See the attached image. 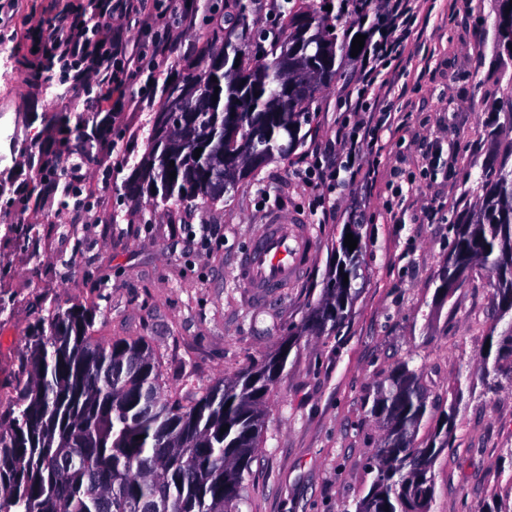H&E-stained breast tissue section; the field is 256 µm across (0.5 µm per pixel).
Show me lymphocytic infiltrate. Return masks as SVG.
<instances>
[{
    "label": "lymphocytic infiltrate",
    "mask_w": 512,
    "mask_h": 512,
    "mask_svg": "<svg viewBox=\"0 0 512 512\" xmlns=\"http://www.w3.org/2000/svg\"><path fill=\"white\" fill-rule=\"evenodd\" d=\"M148 0H86L72 19L48 24L43 44L61 72L72 77L79 88L104 98L121 91L127 81L142 78L152 86L155 71L166 61L165 40L151 45L150 68L140 65L137 53H126L100 26H89L92 16L125 20L146 11ZM339 13L365 14L369 21L359 65L338 109L356 114L351 124H342L333 144L304 155L295 173L311 184H323L331 193L343 194L354 185L360 160L367 145L378 142V133L391 120V106L382 104L381 94L391 91L396 66L405 58L406 48L419 24L417 0H341Z\"/></svg>",
    "instance_id": "obj_1"
}]
</instances>
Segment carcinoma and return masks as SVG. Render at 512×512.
Listing matches in <instances>:
<instances>
[{
  "instance_id": "carcinoma-1",
  "label": "carcinoma",
  "mask_w": 512,
  "mask_h": 512,
  "mask_svg": "<svg viewBox=\"0 0 512 512\" xmlns=\"http://www.w3.org/2000/svg\"><path fill=\"white\" fill-rule=\"evenodd\" d=\"M282 9V33L261 56H246L216 27L204 56L167 86L147 152L127 180L134 201L148 195L213 204L303 143L301 129L336 80L343 45L331 17L300 0H284ZM494 27L499 47L512 56V0H497ZM285 64L294 81L286 93ZM103 136L90 119H79L64 150L41 149L43 166L65 182L61 203L77 199L68 168L94 162ZM257 151L264 160L248 165ZM479 180L477 208L451 225L452 246L436 280L456 288L470 266L494 278V325L502 331L481 366L487 389L497 392L512 387V141ZM345 232L357 247L339 242L321 298L278 349L220 383L192 386L189 400L163 389L158 358L143 338L92 335L91 308H57L38 318L19 396L0 415V512H241L245 474L292 340L329 336L349 317L365 244L358 225ZM460 398L458 391L440 409L409 362L391 368L371 407L384 438L356 512H433L434 468L452 448Z\"/></svg>"
}]
</instances>
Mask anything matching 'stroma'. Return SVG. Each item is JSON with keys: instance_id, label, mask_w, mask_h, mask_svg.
I'll return each mask as SVG.
<instances>
[{"instance_id": "obj_1", "label": "stroma", "mask_w": 512, "mask_h": 512, "mask_svg": "<svg viewBox=\"0 0 512 512\" xmlns=\"http://www.w3.org/2000/svg\"><path fill=\"white\" fill-rule=\"evenodd\" d=\"M80 2L18 0L10 20L18 37L0 41V400L18 391L15 375L37 318L74 305L96 308L97 335L144 338L159 357L164 389L184 394L190 383L235 375L274 352L317 303L353 219L366 245L359 294L338 333L307 335L292 347L269 397L242 512H355L384 436L371 413L377 386L403 360L442 403L455 388L464 393L453 446L435 465V512H485L492 504L512 512V389L488 392L480 374L493 279L475 270L445 296L435 279L451 246L449 226L473 211L481 169L512 139L501 131L512 57L495 40L496 0H421L419 34L407 47L412 62L391 94L404 123L366 149L370 185L346 190L326 224L313 212L326 187L298 178L289 160L266 164L214 205L127 200L124 185L169 81L202 57L209 31L231 25L240 0H187L195 22L172 23L176 47L152 92L130 80L116 107L38 72L44 20ZM354 63L338 54L336 80L302 129L303 151L335 140L344 118L336 100ZM78 114L110 118L81 186L85 204L43 207L40 150L62 144L64 116ZM430 146L437 158L427 157ZM401 188L412 197L394 219L388 206ZM23 195L29 204L20 213L14 201ZM276 214L307 227L311 254L298 282L260 302L238 262ZM203 224L221 229L207 249L186 232Z\"/></svg>"}]
</instances>
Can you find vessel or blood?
<instances>
[{"label": "vessel or blood", "instance_id": "obj_1", "mask_svg": "<svg viewBox=\"0 0 512 512\" xmlns=\"http://www.w3.org/2000/svg\"><path fill=\"white\" fill-rule=\"evenodd\" d=\"M309 236L304 226L287 217H276L261 225L250 246L243 252L238 271L257 298L287 287L307 269Z\"/></svg>", "mask_w": 512, "mask_h": 512}]
</instances>
